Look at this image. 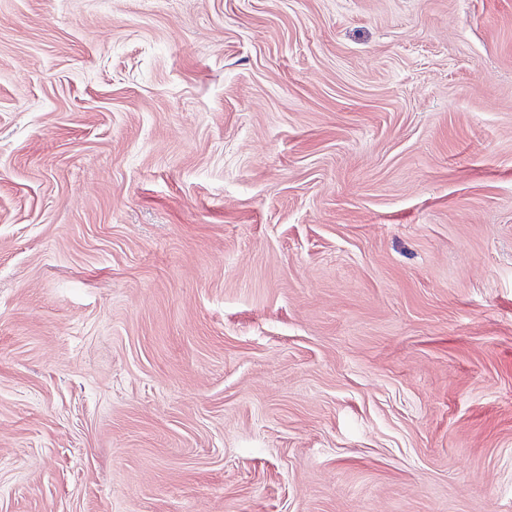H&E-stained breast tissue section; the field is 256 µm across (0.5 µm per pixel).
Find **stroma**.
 Returning <instances> with one entry per match:
<instances>
[{
	"instance_id": "35a3bbf8",
	"label": "stroma",
	"mask_w": 512,
	"mask_h": 512,
	"mask_svg": "<svg viewBox=\"0 0 512 512\" xmlns=\"http://www.w3.org/2000/svg\"><path fill=\"white\" fill-rule=\"evenodd\" d=\"M0 512H512V0H0Z\"/></svg>"
}]
</instances>
